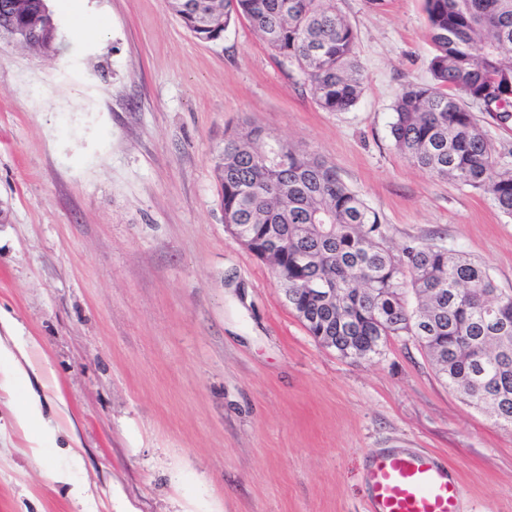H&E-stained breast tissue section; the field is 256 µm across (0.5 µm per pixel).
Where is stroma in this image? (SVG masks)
Segmentation results:
<instances>
[{
  "mask_svg": "<svg viewBox=\"0 0 512 512\" xmlns=\"http://www.w3.org/2000/svg\"><path fill=\"white\" fill-rule=\"evenodd\" d=\"M363 92L323 111L246 20L199 42L166 0H58L51 58L0 42V315L35 337L65 405L35 456L0 391V512H74L46 468L80 457L93 512H367L379 453L431 451L461 512H512V428L449 389L409 337L353 360L318 344L277 277L229 231L214 172L252 125L318 156L375 209L390 245L436 243L512 292V217L414 167L390 135L428 83L423 0H334ZM61 2L70 14L76 30L101 32L107 25L106 20L91 18L86 14L84 0H62Z\"/></svg>",
  "mask_w": 512,
  "mask_h": 512,
  "instance_id": "stroma-1",
  "label": "stroma"
}]
</instances>
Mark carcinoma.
<instances>
[{"mask_svg": "<svg viewBox=\"0 0 512 512\" xmlns=\"http://www.w3.org/2000/svg\"><path fill=\"white\" fill-rule=\"evenodd\" d=\"M199 41L223 40L240 18L284 64L299 68L326 112L358 101L363 74L352 26L328 0H167ZM432 52L429 84L409 83L396 98V148L429 174L490 193L512 216V171L502 170L476 112L512 120V0H424ZM0 36L43 56L58 52L48 0H0ZM224 224L275 268L280 287L312 324L325 307L307 288L325 279L339 292L332 335L377 354L392 336H416L448 387L512 426V294L487 266L443 246L386 245L376 211L324 161L259 128L224 136L215 161ZM288 239V252L269 251Z\"/></svg>", "mask_w": 512, "mask_h": 512, "instance_id": "1", "label": "carcinoma"}]
</instances>
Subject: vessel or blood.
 I'll list each match as a JSON object with an SVG mask.
<instances>
[{
    "mask_svg": "<svg viewBox=\"0 0 512 512\" xmlns=\"http://www.w3.org/2000/svg\"><path fill=\"white\" fill-rule=\"evenodd\" d=\"M367 484L368 512H460L459 482L432 454H379L370 463Z\"/></svg>",
    "mask_w": 512,
    "mask_h": 512,
    "instance_id": "1",
    "label": "vessel or blood"
}]
</instances>
